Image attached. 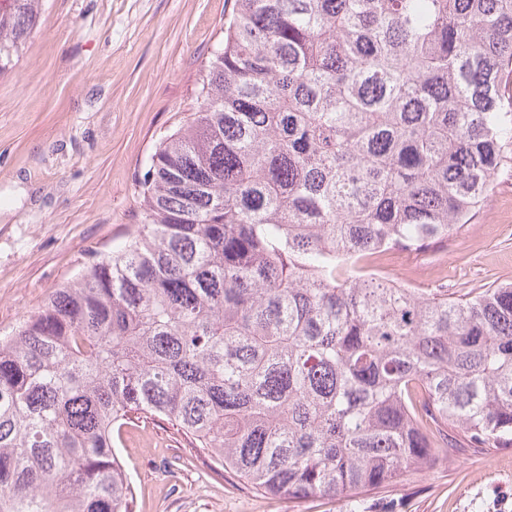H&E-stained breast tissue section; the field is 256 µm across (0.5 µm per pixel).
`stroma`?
Instances as JSON below:
<instances>
[{"label":"stroma","instance_id":"obj_1","mask_svg":"<svg viewBox=\"0 0 512 512\" xmlns=\"http://www.w3.org/2000/svg\"><path fill=\"white\" fill-rule=\"evenodd\" d=\"M234 0H41L0 75V336L37 313L94 253L144 222L139 180L196 105ZM422 287L512 282V176L443 250L389 258ZM132 512H512V448L449 461L371 493L288 500L256 490L164 421L114 436Z\"/></svg>","mask_w":512,"mask_h":512}]
</instances>
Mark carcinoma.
Instances as JSON below:
<instances>
[{"label":"carcinoma","mask_w":512,"mask_h":512,"mask_svg":"<svg viewBox=\"0 0 512 512\" xmlns=\"http://www.w3.org/2000/svg\"><path fill=\"white\" fill-rule=\"evenodd\" d=\"M39 0H0V75ZM512 0H235L145 222L0 336V512H132L112 431L166 421L264 493L512 447V283L357 275L479 214L512 168Z\"/></svg>","instance_id":"cac0c4a2"}]
</instances>
